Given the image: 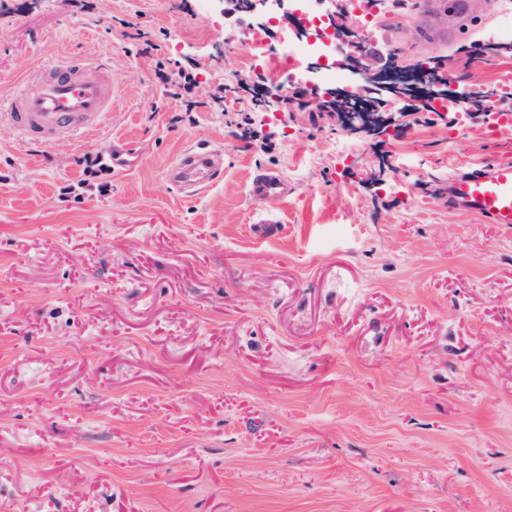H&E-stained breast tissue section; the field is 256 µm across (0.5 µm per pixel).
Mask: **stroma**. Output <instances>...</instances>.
<instances>
[{
	"mask_svg": "<svg viewBox=\"0 0 512 512\" xmlns=\"http://www.w3.org/2000/svg\"><path fill=\"white\" fill-rule=\"evenodd\" d=\"M425 2L348 21L492 88L512 0H472L461 42ZM254 33L304 52L279 114ZM60 52L111 79L112 110L48 144L0 118V512H512V231L444 198L512 161V129L392 99L395 131L348 134L315 101L357 77L310 73L282 18L0 0V92ZM192 147L223 177L186 197L168 171ZM267 169L289 192L260 204Z\"/></svg>",
	"mask_w": 512,
	"mask_h": 512,
	"instance_id": "1",
	"label": "stroma"
}]
</instances>
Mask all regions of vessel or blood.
<instances>
[{
    "instance_id": "b4317fda",
    "label": "vessel or blood",
    "mask_w": 512,
    "mask_h": 512,
    "mask_svg": "<svg viewBox=\"0 0 512 512\" xmlns=\"http://www.w3.org/2000/svg\"><path fill=\"white\" fill-rule=\"evenodd\" d=\"M35 89L0 97V113L6 115L27 137L49 142L60 130L85 132L112 107V84L108 78H90L85 63L62 56L35 72ZM212 151L185 154L170 171V183L180 192L194 194L199 173L210 179L222 175L212 162ZM288 195V185L277 172L256 176L251 183L254 201L263 203ZM449 204L491 224L512 227V163L485 162L448 182Z\"/></svg>"
}]
</instances>
